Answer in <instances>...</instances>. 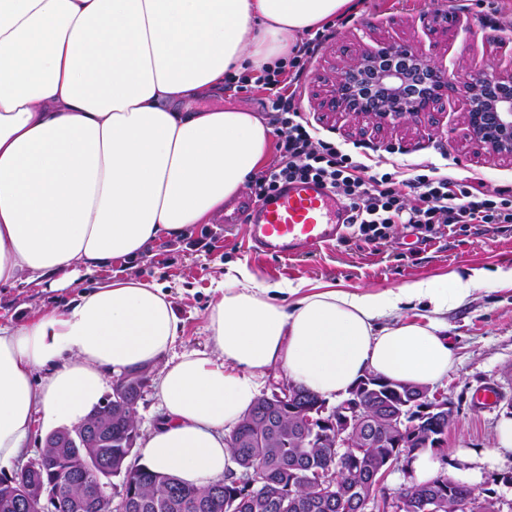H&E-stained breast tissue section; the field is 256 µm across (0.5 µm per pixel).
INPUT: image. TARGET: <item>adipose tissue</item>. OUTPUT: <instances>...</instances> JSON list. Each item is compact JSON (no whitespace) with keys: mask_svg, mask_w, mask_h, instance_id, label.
Returning a JSON list of instances; mask_svg holds the SVG:
<instances>
[{"mask_svg":"<svg viewBox=\"0 0 512 512\" xmlns=\"http://www.w3.org/2000/svg\"><path fill=\"white\" fill-rule=\"evenodd\" d=\"M354 0H0V287L36 281L75 294L0 322V468L35 422H82L108 379L159 369L151 470L202 488L236 463L224 439L271 369L329 399L365 375L442 380L454 358L449 304L485 272L349 292L269 284L230 267L208 314L211 353L173 348L184 321L163 286L134 276L79 288L82 271L133 260L207 224L254 177L272 128L234 108L188 109L289 57ZM420 304L421 319L400 316ZM397 314L393 324L380 318Z\"/></svg>","mask_w":512,"mask_h":512,"instance_id":"ef3b65f1","label":"adipose tissue"}]
</instances>
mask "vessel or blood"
<instances>
[{
  "label": "vessel or blood",
  "mask_w": 512,
  "mask_h": 512,
  "mask_svg": "<svg viewBox=\"0 0 512 512\" xmlns=\"http://www.w3.org/2000/svg\"><path fill=\"white\" fill-rule=\"evenodd\" d=\"M350 213L313 181L283 184L270 199L243 203L232 222L247 225L256 249L278 256L308 253L341 239Z\"/></svg>",
  "instance_id": "vessel-or-blood-1"
}]
</instances>
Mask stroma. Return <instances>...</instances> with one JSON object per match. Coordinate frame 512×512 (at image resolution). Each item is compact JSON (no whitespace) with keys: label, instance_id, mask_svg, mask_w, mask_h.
Segmentation results:
<instances>
[{"label":"stroma","instance_id":"obj_1","mask_svg":"<svg viewBox=\"0 0 512 512\" xmlns=\"http://www.w3.org/2000/svg\"><path fill=\"white\" fill-rule=\"evenodd\" d=\"M348 24L337 26L306 64L298 90L300 110L320 138L348 152L365 147L378 171L428 160L441 163L450 155L449 175L478 176L489 185H512V159L474 143L464 120V101L448 90L431 111L376 124L363 117L324 107L332 79L363 48L399 42L421 48L443 69L474 75L491 67L512 65V0H465L448 10L429 0H358ZM273 91L228 90L190 102V109L236 106L267 117ZM244 263L266 283L333 284L351 292L385 291L449 273L481 269L492 275L512 266V224H469L442 228L437 239L423 242L420 230L396 226L385 245L375 248L353 239L320 247L308 255L285 258L254 250L247 225L225 223L223 217L197 225L191 235L161 241L136 262L121 260L86 276L104 282L114 272L155 279L163 284L186 323L176 352L210 351L207 314L225 270ZM72 289L51 290L37 283L0 288V314L26 320L32 312L62 305ZM448 342L455 363L447 377L433 384L456 408L455 422L435 458L449 475L476 491L493 492L499 512H512V484L500 474L512 472V455L490 459L496 428L512 416V286L493 281L465 303L448 309ZM491 386L495 403L479 404L474 394Z\"/></svg>","mask_w":512,"mask_h":512}]
</instances>
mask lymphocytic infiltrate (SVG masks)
<instances>
[{
    "label": "lymphocytic infiltrate",
    "mask_w": 512,
    "mask_h": 512,
    "mask_svg": "<svg viewBox=\"0 0 512 512\" xmlns=\"http://www.w3.org/2000/svg\"><path fill=\"white\" fill-rule=\"evenodd\" d=\"M327 38L315 33L289 62L262 69L254 78L257 88L275 92L269 120L279 134V158L257 177V199L293 180L322 181L351 210L356 238L376 246L399 224L415 226L428 241L453 224H512V187H493L479 177L458 179L425 160L376 172L341 146L313 136L296 95L306 62Z\"/></svg>",
    "instance_id": "1"
}]
</instances>
